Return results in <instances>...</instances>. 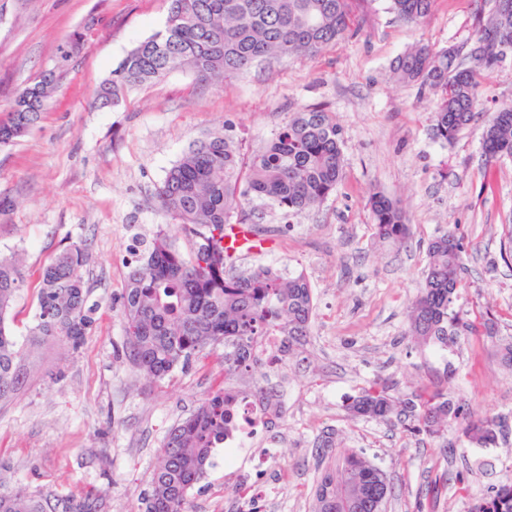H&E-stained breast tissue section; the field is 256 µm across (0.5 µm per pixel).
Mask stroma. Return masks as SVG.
I'll return each instance as SVG.
<instances>
[{"mask_svg":"<svg viewBox=\"0 0 512 512\" xmlns=\"http://www.w3.org/2000/svg\"><path fill=\"white\" fill-rule=\"evenodd\" d=\"M487 0H434L419 25L371 0L354 36L317 55L274 60L204 83L176 70L128 93L116 108L91 101L138 41L164 29L168 0H0V116L45 70L59 84L39 123L0 149V256L19 255L27 280L14 306L23 377L0 403V486L57 495L103 492L104 512H143V498L168 429L223 388L224 347L152 380L129 359L120 317L131 232L164 230L188 240L155 193L193 140L230 125L245 154L260 150L293 112L323 108L343 129V177L322 204L288 213L265 209L252 231L257 250L239 268L304 272L316 308L311 332L289 360L288 400L277 445L259 475L262 512H312L318 478L314 440L335 434L336 457L358 451L386 475V512H470L512 477V256L501 248L512 223V158L486 160L489 112L512 102V49L483 78L474 122L449 143L432 132L433 96L400 83L395 59L411 45L462 44L486 16ZM86 44L71 50L74 31ZM400 200L409 224L401 242L376 237L372 190ZM452 231L466 270L456 310L477 324L448 350L408 334L407 313L423 279L427 245ZM81 245L82 275L95 324L78 351L47 339L31 344L43 267ZM492 318L493 333L481 324ZM384 379L395 399L447 393L501 419L504 436L470 448L457 427L413 434L397 421L351 418L345 408L368 381ZM188 512H246L248 505L215 449Z\"/></svg>","mask_w":512,"mask_h":512,"instance_id":"stroma-1","label":"stroma"}]
</instances>
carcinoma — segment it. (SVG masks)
<instances>
[{
  "instance_id": "cac0c4a2",
  "label": "carcinoma",
  "mask_w": 512,
  "mask_h": 512,
  "mask_svg": "<svg viewBox=\"0 0 512 512\" xmlns=\"http://www.w3.org/2000/svg\"><path fill=\"white\" fill-rule=\"evenodd\" d=\"M367 0H168L165 29L134 46L97 91L92 106L115 107L126 93L176 69L188 68L202 82L242 75L271 59L312 56L353 33L354 4ZM475 38L437 49L418 43L395 61L394 72L425 93L438 95L432 113L436 138L450 142L473 121L482 71L501 62L512 48V8L491 0ZM434 0H389L396 19L422 23ZM477 63L478 67L471 66ZM55 88L45 74L15 97L0 120V147L16 143L40 120ZM343 134L333 113L303 109L263 149L247 157L222 130L191 143L157 188L160 209L191 236L183 251L160 230L145 240L141 257L129 268L122 295V323L134 367L162 380L185 368L207 347L224 344V380L244 378L259 361L264 336H286L301 345L309 335L315 308L312 286L302 272L282 276L270 265L227 274L235 253L224 237L248 229L265 204L286 212L320 205L343 175ZM487 160L512 158V103L489 114L482 131ZM368 206L376 234L402 240L408 224L398 203L374 192ZM427 267L408 314L409 335L441 347L475 329L455 310L463 269V247L447 232L427 246ZM86 255L78 246L57 253L44 268L28 340L52 338L73 351L93 325L81 269ZM25 274L13 259L0 258V403L16 391L22 350L12 334L14 302ZM239 393L226 387L201 402L165 437L146 492L144 512H186L188 492L204 479L212 452L232 427L230 413ZM354 417L394 419L417 432L440 434L455 423L468 445L496 443L499 423L474 419L464 406L435 392L394 401L374 380L348 397ZM330 434L315 443L328 463L315 490L313 512H383L392 487L383 473L357 453L338 463ZM102 496L60 497L32 494L22 486L0 487V512H99ZM471 512H512V478L491 487Z\"/></svg>"
}]
</instances>
